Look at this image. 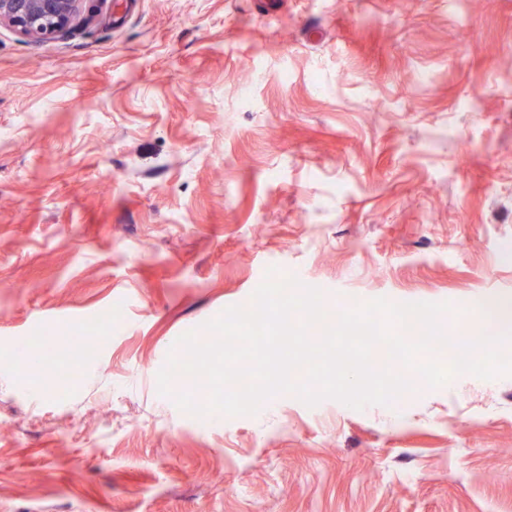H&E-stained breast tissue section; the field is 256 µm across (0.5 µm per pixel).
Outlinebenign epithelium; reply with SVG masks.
<instances>
[{
    "instance_id": "7a95c632",
    "label": "benign epithelium",
    "mask_w": 512,
    "mask_h": 512,
    "mask_svg": "<svg viewBox=\"0 0 512 512\" xmlns=\"http://www.w3.org/2000/svg\"><path fill=\"white\" fill-rule=\"evenodd\" d=\"M84 0H0V27L8 26L38 42L63 38L89 23L82 15Z\"/></svg>"
}]
</instances>
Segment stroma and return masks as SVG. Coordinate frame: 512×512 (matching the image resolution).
I'll list each match as a JSON object with an SVG mask.
<instances>
[{"mask_svg":"<svg viewBox=\"0 0 512 512\" xmlns=\"http://www.w3.org/2000/svg\"><path fill=\"white\" fill-rule=\"evenodd\" d=\"M96 8L0 27V512H512V376L188 421L157 388L272 267L479 334L512 297V0ZM48 327L63 390L17 354Z\"/></svg>","mask_w":512,"mask_h":512,"instance_id":"1","label":"stroma"}]
</instances>
